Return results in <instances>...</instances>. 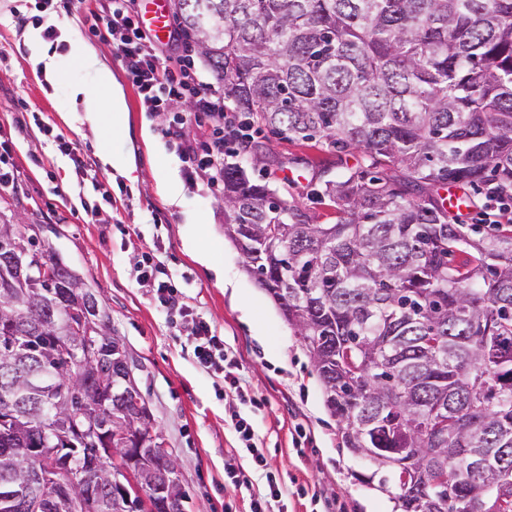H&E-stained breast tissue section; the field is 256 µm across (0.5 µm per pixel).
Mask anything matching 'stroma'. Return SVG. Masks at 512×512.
Segmentation results:
<instances>
[{"instance_id":"obj_1","label":"stroma","mask_w":512,"mask_h":512,"mask_svg":"<svg viewBox=\"0 0 512 512\" xmlns=\"http://www.w3.org/2000/svg\"><path fill=\"white\" fill-rule=\"evenodd\" d=\"M41 2L0 0V144L10 146L19 182L15 193L0 195V224L51 247L109 312L190 495L187 512H251L258 498L266 499L269 512H394L396 485L377 489L368 481L375 464L344 448V425L324 403L301 337L245 274L240 252L224 234L222 199L187 179L176 147L161 132L166 115L146 111L108 35L93 34L85 16L46 11ZM38 26L69 33L49 41L60 63L54 83L29 61L24 34ZM75 42L122 90L124 125L89 130L82 104L70 93L92 74L72 57ZM21 100L28 114L18 109ZM60 133L93 164L100 191L83 186L71 157L56 146ZM260 151L264 162L248 167L250 178L297 202L319 224L335 223L336 212L316 200L315 190L364 163L357 152L272 135ZM105 152L126 157L131 174L105 167ZM167 167L181 191L176 205L159 184ZM87 201L96 204L95 215L85 212ZM192 215L202 221L210 254L205 264L187 244ZM148 257L179 273L184 312L159 306L152 281L142 274ZM199 320L223 338L224 359L238 366L247 394L196 362L192 331ZM234 413L255 425L253 448L239 440L230 422ZM272 481L281 497H270Z\"/></svg>"}]
</instances>
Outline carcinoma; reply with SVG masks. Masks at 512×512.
I'll return each mask as SVG.
<instances>
[{
    "instance_id": "cac0c4a2",
    "label": "carcinoma",
    "mask_w": 512,
    "mask_h": 512,
    "mask_svg": "<svg viewBox=\"0 0 512 512\" xmlns=\"http://www.w3.org/2000/svg\"><path fill=\"white\" fill-rule=\"evenodd\" d=\"M224 100L258 131L360 152L367 170L327 180L336 208L316 224L299 205L224 162V233L246 273L278 304L307 348L325 403L352 454L394 479L400 512H512V229L452 223L440 189L492 184L512 201V0H173ZM23 235L0 225V256ZM41 291L0 288V348L17 337L21 368H0V409L18 391L26 439L0 436V483L28 480L16 449L43 442L44 402L27 372L59 369L51 335L69 267L52 250ZM112 392L85 380L88 412L105 404L132 430L141 420L132 366L94 294ZM489 374L482 378L479 370ZM508 449L494 488L462 480L454 456ZM169 461L154 458L155 482ZM43 512H68L40 483Z\"/></svg>"
}]
</instances>
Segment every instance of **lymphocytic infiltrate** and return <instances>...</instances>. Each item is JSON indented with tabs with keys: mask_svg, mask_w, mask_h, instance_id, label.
I'll return each mask as SVG.
<instances>
[{
	"mask_svg": "<svg viewBox=\"0 0 512 512\" xmlns=\"http://www.w3.org/2000/svg\"><path fill=\"white\" fill-rule=\"evenodd\" d=\"M95 24L104 26L112 37L117 55L148 111L165 113L181 101L190 111L174 114L163 132L176 142L186 164L188 179L204 176L214 195L224 193V156L245 152L250 135L240 128L235 112L229 109L219 89L197 69L192 49L179 23H172L169 43L176 57L160 53L150 33L143 27L136 0H104ZM205 114L212 131L208 140H198L192 121Z\"/></svg>",
	"mask_w": 512,
	"mask_h": 512,
	"instance_id": "obj_1",
	"label": "lymphocytic infiltrate"
}]
</instances>
